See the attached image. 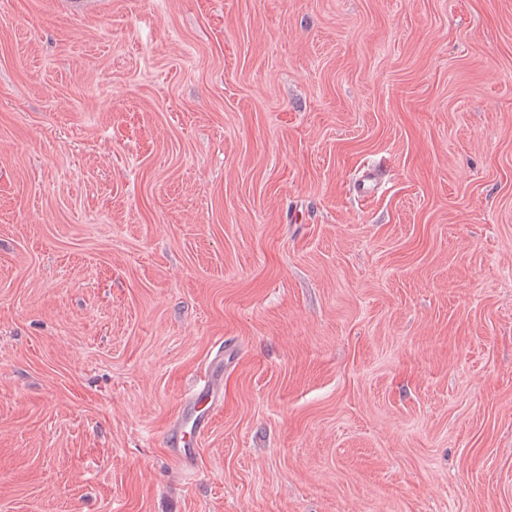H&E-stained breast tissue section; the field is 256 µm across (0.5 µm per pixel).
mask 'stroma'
<instances>
[{"mask_svg":"<svg viewBox=\"0 0 512 512\" xmlns=\"http://www.w3.org/2000/svg\"><path fill=\"white\" fill-rule=\"evenodd\" d=\"M0 512H512V0H0ZM381 187V169L379 165L367 166L361 176L353 182L352 191L358 198H372ZM222 362L220 358L200 376L195 392L183 400L177 420L169 428L167 445L186 468L191 467L194 459L196 435L208 426L216 402L224 398Z\"/></svg>","mask_w":512,"mask_h":512,"instance_id":"stroma-1","label":"stroma"}]
</instances>
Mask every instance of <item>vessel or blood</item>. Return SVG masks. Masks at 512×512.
<instances>
[{
  "instance_id": "1",
  "label": "vessel or blood",
  "mask_w": 512,
  "mask_h": 512,
  "mask_svg": "<svg viewBox=\"0 0 512 512\" xmlns=\"http://www.w3.org/2000/svg\"><path fill=\"white\" fill-rule=\"evenodd\" d=\"M381 187L379 166L364 168L352 185L353 193L360 198H371ZM224 395V372L220 365H213L199 379L195 392L185 398L176 422L169 429L168 446L184 467H191L195 454V438L208 426L217 401Z\"/></svg>"
}]
</instances>
